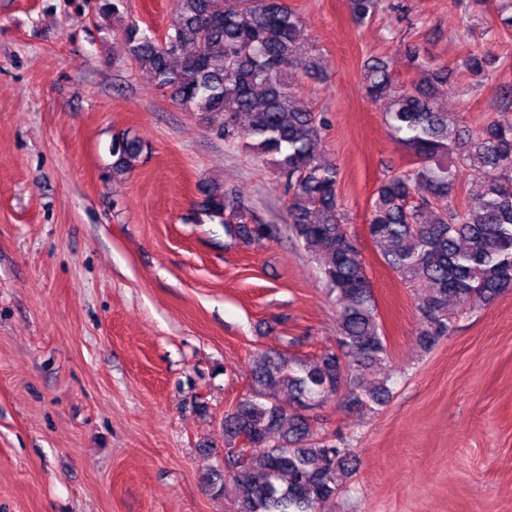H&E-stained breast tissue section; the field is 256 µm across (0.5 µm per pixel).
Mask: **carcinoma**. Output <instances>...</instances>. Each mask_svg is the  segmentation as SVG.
<instances>
[{"mask_svg":"<svg viewBox=\"0 0 512 512\" xmlns=\"http://www.w3.org/2000/svg\"><path fill=\"white\" fill-rule=\"evenodd\" d=\"M124 2L99 0L97 10L119 19ZM379 4L351 0L355 19L372 20ZM173 12L162 41L133 20L120 29L131 62L186 109L224 114L218 137L273 169L292 239L311 255L339 305L337 350L309 363L261 356L251 395L224 412L223 487L234 493L237 512H315L346 491L357 463L351 449L315 433L308 411L338 395L356 407L383 405L391 390L386 378L369 389L356 384L359 372L389 360V350L365 260L338 203L339 170L318 149L324 119L288 83V71L303 64L300 20L286 0H173ZM447 76V68H431L400 90L380 60L365 74L367 92L383 103L395 141L411 157L409 168L377 188L368 238L406 284L421 289L418 342L425 350L453 329L448 304L491 303L512 291V125L488 121L459 146L448 136L455 117L436 90ZM145 148L136 138H114L112 172L131 170ZM465 168L491 178L459 206ZM205 206L244 244L272 235L217 187ZM243 436L255 446L241 463L233 448Z\"/></svg>","mask_w":512,"mask_h":512,"instance_id":"1","label":"carcinoma"}]
</instances>
